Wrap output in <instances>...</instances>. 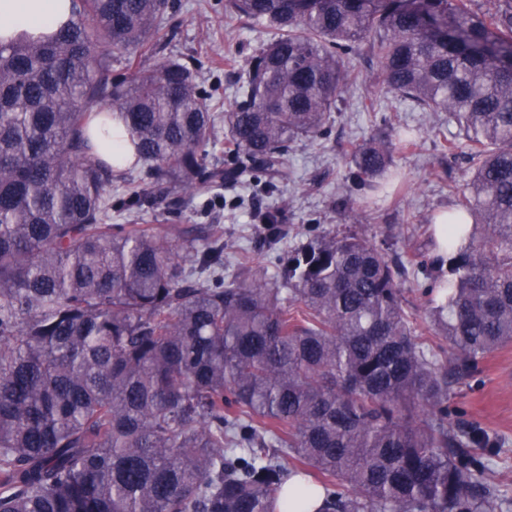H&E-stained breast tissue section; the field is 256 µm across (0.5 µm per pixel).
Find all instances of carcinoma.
Segmentation results:
<instances>
[{"label":"carcinoma","instance_id":"obj_1","mask_svg":"<svg viewBox=\"0 0 512 512\" xmlns=\"http://www.w3.org/2000/svg\"><path fill=\"white\" fill-rule=\"evenodd\" d=\"M224 0L255 49L214 111L195 70L161 57L108 83L101 49L155 54L170 0H71L58 32L0 43V512H498L505 440L448 426L453 386L512 344V0ZM376 49L383 84L441 131L468 179L448 210V269L404 264L365 233L313 231L268 276L224 229L106 224L119 182L145 214L182 213L228 186L288 183L291 145L320 138ZM112 98L140 177L90 146ZM225 130L224 162L206 148ZM355 144L348 180L393 177L392 152ZM274 251L288 215L254 213ZM410 265L430 281L425 338L403 306ZM303 484L286 490L290 475Z\"/></svg>","mask_w":512,"mask_h":512}]
</instances>
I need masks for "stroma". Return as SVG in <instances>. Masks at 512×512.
Returning <instances> with one entry per match:
<instances>
[{
    "label": "stroma",
    "mask_w": 512,
    "mask_h": 512,
    "mask_svg": "<svg viewBox=\"0 0 512 512\" xmlns=\"http://www.w3.org/2000/svg\"><path fill=\"white\" fill-rule=\"evenodd\" d=\"M164 20V54L195 66L198 81L221 107L233 101V90L249 58L269 29L256 25L241 28L224 15V0H170ZM362 81L336 105L326 136L300 141L292 152L293 178L274 194H251L250 190H226L225 198L242 195L240 208L213 214L198 208L183 211L179 223L192 231L211 223L221 224L224 239L233 253L254 251L263 232L252 219L255 208L285 207L277 252L269 254L268 272L276 274L277 259L293 249L312 225L325 230L360 227L376 240L392 244L402 258L416 251L430 252L428 219L452 208L455 190L463 184L462 160L448 159L435 136L436 129L456 132L444 112H424L411 102L372 81L380 64L369 50L355 60ZM409 130L414 145L397 149L393 170L407 186L404 196L391 189L371 190L352 186L346 180L351 166L352 144L380 139L384 134ZM449 405L451 426L475 423L489 433L505 438L506 444L494 468L500 480L512 482V345L497 349L482 361L479 371L455 386Z\"/></svg>",
    "instance_id": "35a3bbf8"
}]
</instances>
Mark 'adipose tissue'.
I'll return each instance as SVG.
<instances>
[{
    "instance_id": "obj_1",
    "label": "adipose tissue",
    "mask_w": 512,
    "mask_h": 512,
    "mask_svg": "<svg viewBox=\"0 0 512 512\" xmlns=\"http://www.w3.org/2000/svg\"><path fill=\"white\" fill-rule=\"evenodd\" d=\"M70 15V0H0V40L37 38L53 32Z\"/></svg>"
}]
</instances>
